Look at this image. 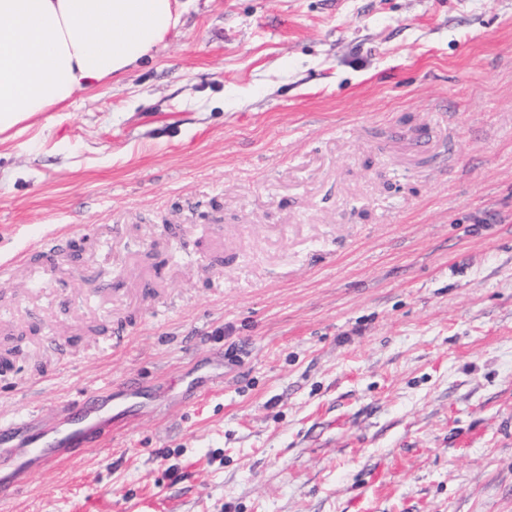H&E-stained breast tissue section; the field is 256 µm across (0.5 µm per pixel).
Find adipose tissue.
<instances>
[{
  "label": "adipose tissue",
  "instance_id": "obj_1",
  "mask_svg": "<svg viewBox=\"0 0 512 512\" xmlns=\"http://www.w3.org/2000/svg\"><path fill=\"white\" fill-rule=\"evenodd\" d=\"M185 0H0V137L150 58Z\"/></svg>",
  "mask_w": 512,
  "mask_h": 512
}]
</instances>
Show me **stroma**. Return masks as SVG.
Segmentation results:
<instances>
[{"label":"stroma","instance_id":"stroma-1","mask_svg":"<svg viewBox=\"0 0 512 512\" xmlns=\"http://www.w3.org/2000/svg\"><path fill=\"white\" fill-rule=\"evenodd\" d=\"M48 118L0 421L110 384L112 440L0 512H512V0H192Z\"/></svg>","mask_w":512,"mask_h":512}]
</instances>
